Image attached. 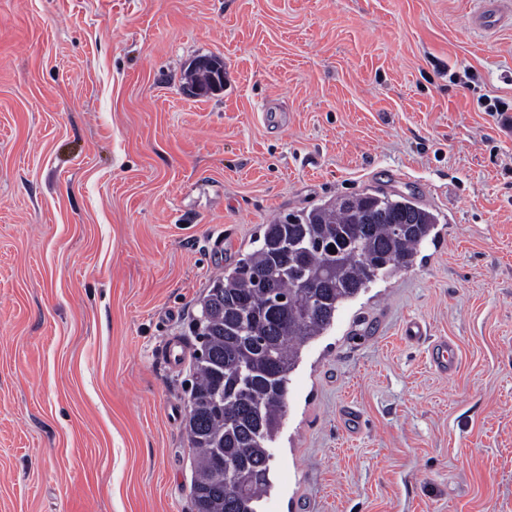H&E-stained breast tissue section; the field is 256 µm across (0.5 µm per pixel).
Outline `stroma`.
Instances as JSON below:
<instances>
[{
  "label": "stroma",
  "instance_id": "stroma-1",
  "mask_svg": "<svg viewBox=\"0 0 512 512\" xmlns=\"http://www.w3.org/2000/svg\"><path fill=\"white\" fill-rule=\"evenodd\" d=\"M482 10L0 0V512H192L161 346L261 225L375 190L438 236L302 348L261 510L512 512V11ZM204 56L224 90L188 97ZM430 360L437 371L447 374L456 370L459 359L454 346L444 339L434 344L430 352Z\"/></svg>",
  "mask_w": 512,
  "mask_h": 512
}]
</instances>
